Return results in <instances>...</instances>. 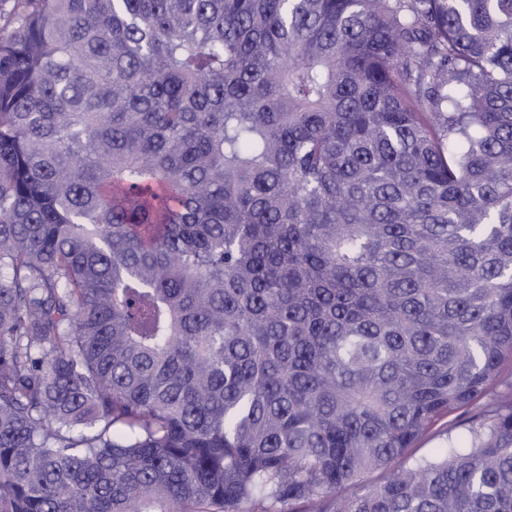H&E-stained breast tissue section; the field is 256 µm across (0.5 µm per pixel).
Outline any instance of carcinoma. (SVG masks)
<instances>
[{
	"instance_id": "obj_1",
	"label": "carcinoma",
	"mask_w": 512,
	"mask_h": 512,
	"mask_svg": "<svg viewBox=\"0 0 512 512\" xmlns=\"http://www.w3.org/2000/svg\"><path fill=\"white\" fill-rule=\"evenodd\" d=\"M21 4L0 512H512V0Z\"/></svg>"
}]
</instances>
